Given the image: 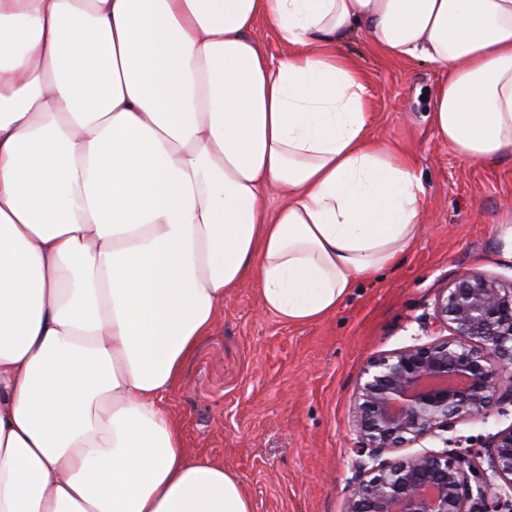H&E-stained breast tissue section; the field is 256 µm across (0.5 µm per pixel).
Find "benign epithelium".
<instances>
[{"label": "benign epithelium", "mask_w": 512, "mask_h": 512, "mask_svg": "<svg viewBox=\"0 0 512 512\" xmlns=\"http://www.w3.org/2000/svg\"><path fill=\"white\" fill-rule=\"evenodd\" d=\"M429 327L437 339L373 357L359 374L345 512H512V424L485 440L484 465L448 449L388 457L512 403V283L459 276ZM444 331L452 338L439 339ZM496 479L510 493L491 499Z\"/></svg>", "instance_id": "1"}]
</instances>
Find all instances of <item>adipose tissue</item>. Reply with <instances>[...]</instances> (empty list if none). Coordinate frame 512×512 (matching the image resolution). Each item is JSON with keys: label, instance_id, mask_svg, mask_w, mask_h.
Listing matches in <instances>:
<instances>
[{"label": "adipose tissue", "instance_id": "obj_1", "mask_svg": "<svg viewBox=\"0 0 512 512\" xmlns=\"http://www.w3.org/2000/svg\"><path fill=\"white\" fill-rule=\"evenodd\" d=\"M356 30L446 70L456 155L512 151V0H0V512H252L160 400L245 280L312 323L415 240ZM254 36L263 44L268 53L272 54L275 58L288 52V48L277 40L272 30L264 21H260L257 24Z\"/></svg>", "mask_w": 512, "mask_h": 512}]
</instances>
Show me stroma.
Here are the masks:
<instances>
[{
	"mask_svg": "<svg viewBox=\"0 0 512 512\" xmlns=\"http://www.w3.org/2000/svg\"><path fill=\"white\" fill-rule=\"evenodd\" d=\"M366 87L372 134L407 157L425 186L422 228L397 265L360 283L335 313L293 326L234 289L162 405L191 454L222 462L252 512H344L355 475L350 407L371 357L428 342L425 324L458 276L512 281V153L464 160L438 140L424 93L439 67L389 60L362 33L341 45ZM512 425V404L449 432L460 450Z\"/></svg>",
	"mask_w": 512,
	"mask_h": 512,
	"instance_id": "35a3bbf8",
	"label": "stroma"
}]
</instances>
